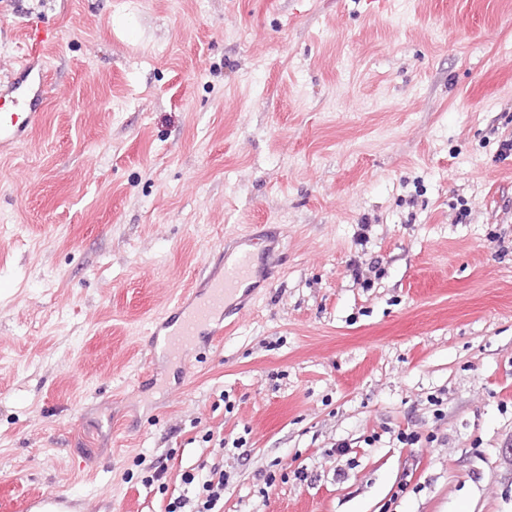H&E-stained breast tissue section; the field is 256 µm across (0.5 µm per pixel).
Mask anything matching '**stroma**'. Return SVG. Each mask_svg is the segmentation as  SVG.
Masks as SVG:
<instances>
[{"mask_svg": "<svg viewBox=\"0 0 512 512\" xmlns=\"http://www.w3.org/2000/svg\"><path fill=\"white\" fill-rule=\"evenodd\" d=\"M33 56L0 512H164L163 455L173 490L223 465V512H512V0H0V86ZM251 224L280 243L246 314L141 385L149 321ZM72 500L66 493L38 495L27 499V512H72Z\"/></svg>", "mask_w": 512, "mask_h": 512, "instance_id": "1", "label": "stroma"}]
</instances>
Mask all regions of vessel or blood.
Returning <instances> with one entry per match:
<instances>
[{
	"instance_id": "1",
	"label": "vessel or blood",
	"mask_w": 512,
	"mask_h": 512,
	"mask_svg": "<svg viewBox=\"0 0 512 512\" xmlns=\"http://www.w3.org/2000/svg\"><path fill=\"white\" fill-rule=\"evenodd\" d=\"M45 72L35 71L32 62L22 64L19 73L8 82V95L23 109L0 115V148H12L25 141L36 128L40 114V94L32 93L33 83H46ZM265 268L256 262L252 252H240L220 270L210 271L200 290L190 299L179 302L164 320L152 321L148 332V361L172 358L190 340L207 338L214 333L213 326L240 314L242 303L249 296L246 284L257 278ZM26 512H72L68 494L54 493L27 499Z\"/></svg>"
}]
</instances>
